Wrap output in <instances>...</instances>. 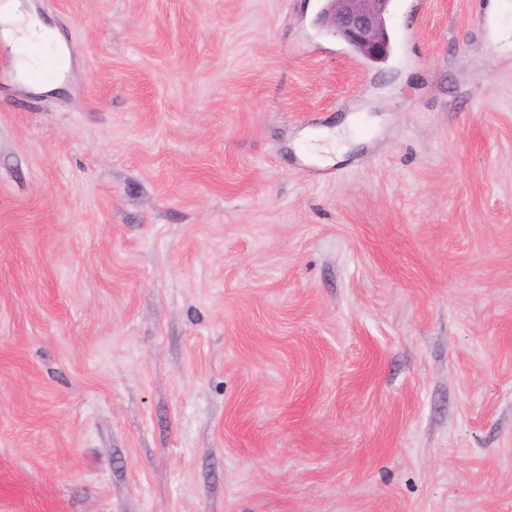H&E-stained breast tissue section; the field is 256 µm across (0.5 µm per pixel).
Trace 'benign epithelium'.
I'll return each instance as SVG.
<instances>
[{
    "label": "benign epithelium",
    "instance_id": "1",
    "mask_svg": "<svg viewBox=\"0 0 512 512\" xmlns=\"http://www.w3.org/2000/svg\"><path fill=\"white\" fill-rule=\"evenodd\" d=\"M388 5L389 0H328L318 20L363 56L381 60L390 48Z\"/></svg>",
    "mask_w": 512,
    "mask_h": 512
}]
</instances>
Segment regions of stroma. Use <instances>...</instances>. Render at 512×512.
Segmentation results:
<instances>
[{"mask_svg": "<svg viewBox=\"0 0 512 512\" xmlns=\"http://www.w3.org/2000/svg\"><path fill=\"white\" fill-rule=\"evenodd\" d=\"M0 37V512H512V48L399 0H26ZM0 24H2V32L5 37L9 38L12 43L18 33L25 29H38L39 37L48 38L55 45L56 53L60 56L62 63H66V59L62 54V45L59 35L54 27L42 21L34 14L29 6L22 5L19 0H13L9 6L0 14ZM388 0H328L319 22L363 56L383 60L390 37L385 14Z\"/></svg>", "mask_w": 512, "mask_h": 512, "instance_id": "obj_1", "label": "stroma"}]
</instances>
